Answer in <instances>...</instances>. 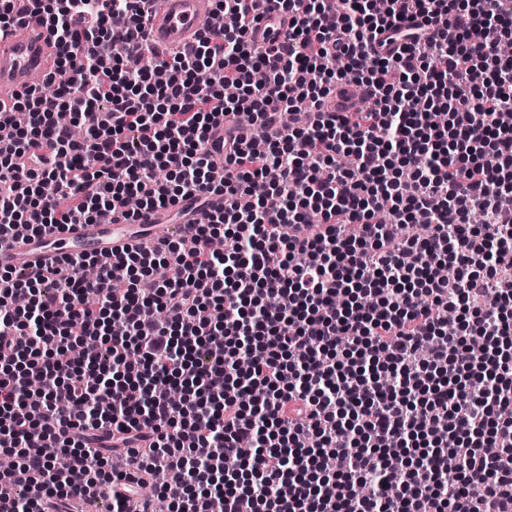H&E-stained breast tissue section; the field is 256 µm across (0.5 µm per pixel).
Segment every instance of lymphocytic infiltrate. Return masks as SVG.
<instances>
[{"instance_id":"obj_1","label":"lymphocytic infiltrate","mask_w":512,"mask_h":512,"mask_svg":"<svg viewBox=\"0 0 512 512\" xmlns=\"http://www.w3.org/2000/svg\"><path fill=\"white\" fill-rule=\"evenodd\" d=\"M148 2L0 0V34L30 14L57 49L0 118V244L104 212L207 215L189 250L0 271V448L25 475L0 512L160 471L145 512H512V9L215 0L234 26L146 69ZM272 8L291 25L262 51ZM349 84L364 104L329 111ZM299 98L312 120L284 125ZM89 427L124 470L102 473Z\"/></svg>"}]
</instances>
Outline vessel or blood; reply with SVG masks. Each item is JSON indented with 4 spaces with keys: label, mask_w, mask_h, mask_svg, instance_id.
I'll return each mask as SVG.
<instances>
[{
    "label": "vessel or blood",
    "mask_w": 512,
    "mask_h": 512,
    "mask_svg": "<svg viewBox=\"0 0 512 512\" xmlns=\"http://www.w3.org/2000/svg\"><path fill=\"white\" fill-rule=\"evenodd\" d=\"M152 10L149 48L176 49L192 43L213 0H158ZM56 48L45 38L41 24L30 16L0 36V109L9 110L16 95L33 83L34 76L54 70ZM188 224L169 223L164 212L144 213L139 223L101 221L74 224L68 231L39 236L21 234L0 246V268L33 270L61 256L86 252L118 259L135 248H155L172 240L189 238Z\"/></svg>",
    "instance_id": "b4317fda"
}]
</instances>
